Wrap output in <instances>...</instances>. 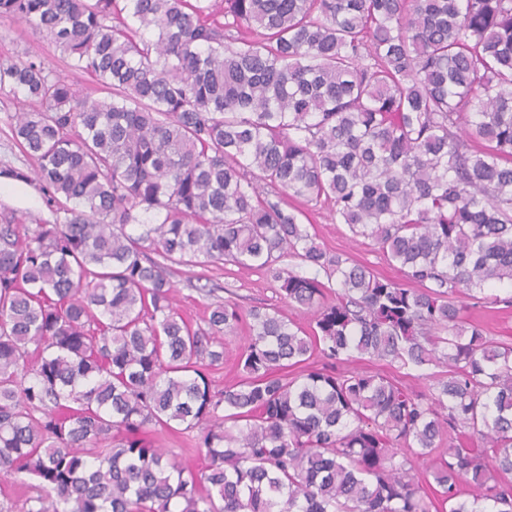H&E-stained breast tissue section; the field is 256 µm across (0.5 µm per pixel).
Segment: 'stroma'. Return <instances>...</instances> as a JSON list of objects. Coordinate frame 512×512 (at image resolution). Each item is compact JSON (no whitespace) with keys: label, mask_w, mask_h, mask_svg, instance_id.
Segmentation results:
<instances>
[{"label":"stroma","mask_w":512,"mask_h":512,"mask_svg":"<svg viewBox=\"0 0 512 512\" xmlns=\"http://www.w3.org/2000/svg\"><path fill=\"white\" fill-rule=\"evenodd\" d=\"M29 55L43 59L53 66L61 77L72 83L82 94L93 92L95 83L86 75L72 74L59 59L54 46L42 34L10 18H0V59ZM27 196L13 198L0 196V211L14 212L27 226H35L37 219L49 218L43 189L38 182H29ZM292 206L304 211L309 231L327 250L349 258L351 262L370 268L382 279L398 283L405 277L398 266L390 264L374 241L353 236L346 225L333 223L326 203L295 198ZM169 280L175 290L178 312L191 323H202L211 304L227 300L236 302L242 310L254 307L275 308L298 325L309 326L312 316L302 308L288 304L280 284L270 272L240 267L221 262H206L195 266L174 265L169 269ZM461 314L480 324L487 335L512 344V307L488 310L472 299H461ZM249 337L248 323L224 338V362L209 368L208 375L214 389H223L240 377L237 366L239 354ZM352 369L388 375L410 391H424L430 385L429 375L443 373V366H428L427 377H419L415 370L403 369L385 360L363 358L353 361Z\"/></svg>","instance_id":"1"}]
</instances>
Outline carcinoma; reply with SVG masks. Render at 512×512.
Returning a JSON list of instances; mask_svg holds the SVG:
<instances>
[{"instance_id":"1","label":"carcinoma","mask_w":512,"mask_h":512,"mask_svg":"<svg viewBox=\"0 0 512 512\" xmlns=\"http://www.w3.org/2000/svg\"><path fill=\"white\" fill-rule=\"evenodd\" d=\"M0 17L97 84L0 62L35 163L0 176L38 180L53 215L0 217V470L42 481L26 512H512V345L452 301L512 305L486 295L512 286V0H0ZM286 196L327 203L419 287L327 251ZM203 260L272 272L314 322L250 310L222 390L205 370L242 313L216 302L194 327L167 277ZM366 355L448 371L420 394L339 370ZM174 424L202 469L141 438ZM434 454L432 501L414 464Z\"/></svg>"}]
</instances>
